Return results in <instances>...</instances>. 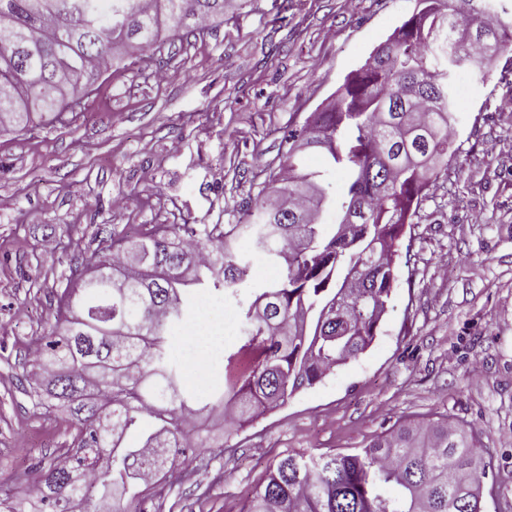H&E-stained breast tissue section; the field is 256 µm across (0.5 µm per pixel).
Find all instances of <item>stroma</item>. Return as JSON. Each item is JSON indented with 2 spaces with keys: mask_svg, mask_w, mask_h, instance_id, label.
I'll use <instances>...</instances> for the list:
<instances>
[{
  "mask_svg": "<svg viewBox=\"0 0 512 512\" xmlns=\"http://www.w3.org/2000/svg\"><path fill=\"white\" fill-rule=\"evenodd\" d=\"M229 0L205 37L166 39L147 68L114 64L63 121L0 136V497L38 483L73 428L34 409L30 359L56 290L106 233L235 224L299 129L418 0ZM512 48L457 98V151L405 228L391 308L372 346L220 448H190L163 495L130 512H242L278 455L349 452L403 419L472 428L488 449L485 512H512ZM177 152H169L171 142ZM129 205L117 210L115 196ZM225 334L169 343L198 398L224 385Z\"/></svg>",
  "mask_w": 512,
  "mask_h": 512,
  "instance_id": "35a3bbf8",
  "label": "stroma"
}]
</instances>
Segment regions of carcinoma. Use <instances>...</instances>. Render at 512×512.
<instances>
[{"label":"carcinoma","mask_w":512,"mask_h":512,"mask_svg":"<svg viewBox=\"0 0 512 512\" xmlns=\"http://www.w3.org/2000/svg\"><path fill=\"white\" fill-rule=\"evenodd\" d=\"M155 2L0 0V133L26 129L36 112L79 106L113 59L110 29H123L121 47L141 53L160 48L165 32L200 35L227 11V0H164L169 22L160 27ZM421 2L427 23L405 20L288 136L245 223L158 224L136 240L110 233L105 248L82 257V272L56 292V331L31 359L46 373L32 406L61 407L75 426L68 462L43 470L37 496L22 489L0 508L43 512L76 499L98 512L111 491L137 501L148 492L145 471L183 453L185 409L237 430L370 347L390 307L404 226L433 166L448 169L456 152L448 138L454 71L472 59L484 79L512 46V23L496 14L469 43L454 37L489 0H463L461 10L457 0ZM35 29L59 31L63 49L22 42ZM312 153L322 167L305 163ZM337 170L348 177L333 195ZM324 202L352 214L350 237L318 221ZM244 240L280 276L242 297L239 285L252 279ZM200 294L232 297L242 318L238 344L224 352V389L204 400L185 390L165 345ZM91 379L111 402L80 399ZM132 430L140 437L129 447ZM488 467L474 431L408 421L355 453L282 454L245 512H483Z\"/></svg>","instance_id":"1"}]
</instances>
